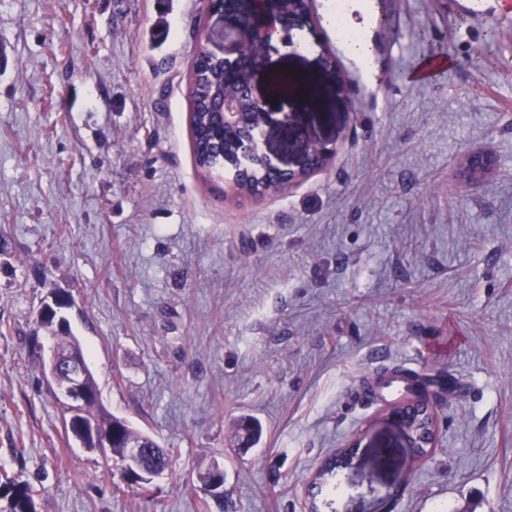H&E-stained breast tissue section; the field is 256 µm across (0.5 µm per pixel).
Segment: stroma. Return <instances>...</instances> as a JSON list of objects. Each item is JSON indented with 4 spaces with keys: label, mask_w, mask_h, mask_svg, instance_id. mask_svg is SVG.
<instances>
[{
    "label": "stroma",
    "mask_w": 512,
    "mask_h": 512,
    "mask_svg": "<svg viewBox=\"0 0 512 512\" xmlns=\"http://www.w3.org/2000/svg\"><path fill=\"white\" fill-rule=\"evenodd\" d=\"M512 0H362L365 77L323 22L256 87L291 115L273 159L335 144L263 199L202 180L191 59L207 0H0V485L35 512H512ZM426 31L419 40L417 31ZM454 39H447V32ZM490 47L477 60L479 48ZM445 67L415 79V63ZM496 165L478 184L461 164ZM82 344L102 406L171 451L148 501L67 439L38 312ZM454 379L413 458L365 382ZM263 435L237 447L233 421ZM340 494L306 490L353 438ZM211 466L222 497L186 494ZM236 429L243 439V448H251L261 437V425L250 415H241L236 419ZM5 496L10 499V512H34L32 488L29 482L10 481L4 485Z\"/></svg>",
    "instance_id": "1"
}]
</instances>
